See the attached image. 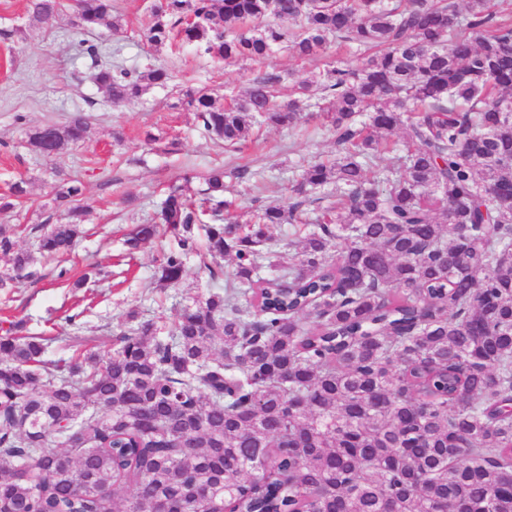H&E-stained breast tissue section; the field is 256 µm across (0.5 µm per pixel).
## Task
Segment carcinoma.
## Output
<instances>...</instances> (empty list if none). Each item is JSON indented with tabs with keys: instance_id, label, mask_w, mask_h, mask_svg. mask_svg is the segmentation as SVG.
I'll return each instance as SVG.
<instances>
[{
	"instance_id": "carcinoma-1",
	"label": "carcinoma",
	"mask_w": 512,
	"mask_h": 512,
	"mask_svg": "<svg viewBox=\"0 0 512 512\" xmlns=\"http://www.w3.org/2000/svg\"><path fill=\"white\" fill-rule=\"evenodd\" d=\"M59 7L31 0L30 23ZM151 17L152 45L179 37L218 63L363 50L286 100L265 71L230 103L206 89L182 101L236 149L258 127L296 124L297 97L315 95L336 158L243 222L223 220L222 169L196 195L168 194L160 285L179 286L201 230L211 280L224 256L235 268L166 335L131 311L112 351L48 365L46 338L0 327V512H512V14L490 0H158ZM121 27L112 0H77V31ZM80 47L110 103L171 79ZM400 128L396 163L367 176ZM89 129L78 111L28 144L52 157ZM322 189L334 201L280 244L271 226L302 222ZM27 195L14 182L0 211ZM83 195L67 178L54 201ZM84 214L29 228L39 255L70 252ZM157 233L138 225L128 254ZM15 235L0 225L12 255L0 288L33 276ZM122 487L134 494L119 499Z\"/></svg>"
}]
</instances>
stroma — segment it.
Here are the masks:
<instances>
[{"instance_id":"obj_1","label":"stroma","mask_w":512,"mask_h":512,"mask_svg":"<svg viewBox=\"0 0 512 512\" xmlns=\"http://www.w3.org/2000/svg\"><path fill=\"white\" fill-rule=\"evenodd\" d=\"M154 2L114 0L121 32L79 35L72 26V0H61L55 19L40 27L29 24V0H0V196L20 179L29 187L27 200L0 212V224L24 225L18 245L35 251L27 226L63 215L55 207V186L70 176L85 186L86 234L74 251L38 259L34 277L0 288V320L22 322L26 333L47 337L44 358L49 362L84 348H111L113 332L123 328L132 309L169 331L184 307L212 292L209 273L196 257L187 261L179 287L159 286L158 265L171 245L170 235L155 237L134 254L125 251L124 242L137 225L159 222L161 203L172 188L185 184L194 192L212 169L248 167L259 185L225 181V214L238 218L260 205L287 202L290 186L309 164L336 155L333 131L308 114L295 127L254 132L236 151L213 140L194 113L179 106L183 91L207 87L239 94L252 78L272 69L298 83L312 64L284 49L261 63L218 64L191 46L152 47L144 32ZM82 40L110 46L112 63H155L173 78L141 98L104 103L93 81L95 66L78 46ZM76 111L92 117L85 142L50 158L31 150L29 129L64 122ZM83 276L86 287H75ZM73 314L79 317L75 326L68 321Z\"/></svg>"}]
</instances>
